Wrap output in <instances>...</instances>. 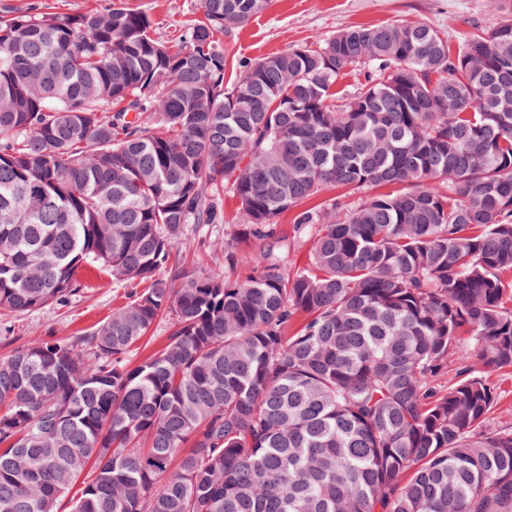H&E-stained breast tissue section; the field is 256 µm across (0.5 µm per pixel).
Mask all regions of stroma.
Masks as SVG:
<instances>
[{
  "label": "stroma",
  "instance_id": "35a3bbf8",
  "mask_svg": "<svg viewBox=\"0 0 512 512\" xmlns=\"http://www.w3.org/2000/svg\"><path fill=\"white\" fill-rule=\"evenodd\" d=\"M113 0H0V10L39 11L71 16L101 11ZM152 16L155 35L168 41L177 38L198 17V0H133ZM512 15V0H269L256 19L237 30L231 48L246 62L328 38L337 31L378 25L387 21L424 22L448 34L457 45L469 23L492 29ZM238 204L224 199V223L189 225L184 248L187 272L223 273L224 259L211 243L234 232ZM130 290L108 276L95 278L93 287L81 289L64 306L49 304L10 319L11 332L0 334V357L14 346L34 337L64 339L83 335L109 317L113 308L129 301Z\"/></svg>",
  "mask_w": 512,
  "mask_h": 512
}]
</instances>
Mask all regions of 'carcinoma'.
I'll use <instances>...</instances> for the list:
<instances>
[{
    "label": "carcinoma",
    "mask_w": 512,
    "mask_h": 512,
    "mask_svg": "<svg viewBox=\"0 0 512 512\" xmlns=\"http://www.w3.org/2000/svg\"><path fill=\"white\" fill-rule=\"evenodd\" d=\"M199 6L176 42L124 0L0 15V316L88 266L147 285L0 358V512H56L81 477L70 512H512V429L483 430L512 366V19L455 52L391 22L243 63L267 0ZM226 195L224 274L190 275L187 225ZM288 212L308 267L263 249L236 276L238 236ZM169 333V322L168 318L159 319L155 322L152 330L150 331L147 339L138 345L140 349L134 350L129 354V360L131 364L140 362L150 351L159 349L168 336ZM149 340V344L144 349L145 343Z\"/></svg>",
    "instance_id": "obj_1"
}]
</instances>
